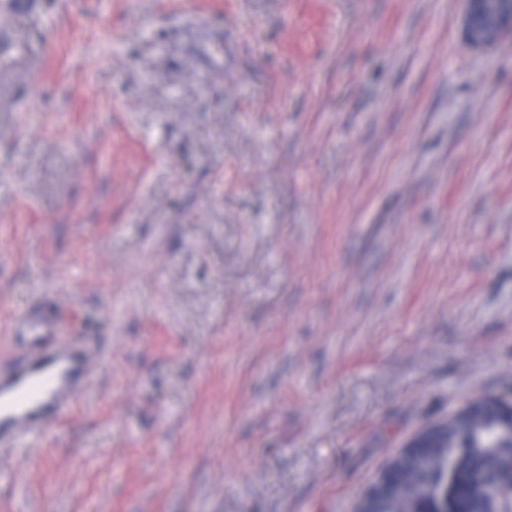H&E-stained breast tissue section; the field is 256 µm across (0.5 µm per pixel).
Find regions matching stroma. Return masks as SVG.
Returning a JSON list of instances; mask_svg holds the SVG:
<instances>
[{
    "label": "stroma",
    "instance_id": "1",
    "mask_svg": "<svg viewBox=\"0 0 512 512\" xmlns=\"http://www.w3.org/2000/svg\"><path fill=\"white\" fill-rule=\"evenodd\" d=\"M0 0V369L94 377L0 512H352L512 393V36L463 0ZM208 28L224 70L204 73ZM485 0H464L461 32L468 44L488 49L506 36H512V1L496 11L487 10Z\"/></svg>",
    "mask_w": 512,
    "mask_h": 512
}]
</instances>
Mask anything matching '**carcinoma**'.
<instances>
[{
    "instance_id": "1",
    "label": "carcinoma",
    "mask_w": 512,
    "mask_h": 512,
    "mask_svg": "<svg viewBox=\"0 0 512 512\" xmlns=\"http://www.w3.org/2000/svg\"><path fill=\"white\" fill-rule=\"evenodd\" d=\"M371 512H512V423L491 408L425 434L380 470Z\"/></svg>"
}]
</instances>
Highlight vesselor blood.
<instances>
[{
	"label": "vessel or blood",
	"instance_id": "obj_1",
	"mask_svg": "<svg viewBox=\"0 0 512 512\" xmlns=\"http://www.w3.org/2000/svg\"><path fill=\"white\" fill-rule=\"evenodd\" d=\"M199 59L210 72H223L224 48L201 42ZM57 319L29 313L18 323L25 355L0 371V447L31 446L73 411L92 381L86 350L66 341Z\"/></svg>",
	"mask_w": 512,
	"mask_h": 512
}]
</instances>
